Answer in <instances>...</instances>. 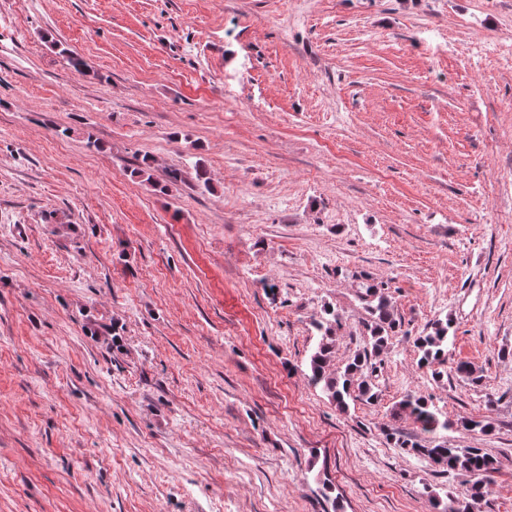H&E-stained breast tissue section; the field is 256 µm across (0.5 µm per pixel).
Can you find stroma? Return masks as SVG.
<instances>
[{
    "label": "stroma",
    "instance_id": "35a3bbf8",
    "mask_svg": "<svg viewBox=\"0 0 512 512\" xmlns=\"http://www.w3.org/2000/svg\"><path fill=\"white\" fill-rule=\"evenodd\" d=\"M510 43L512 0H0V512H434L410 392L512 512ZM367 280L402 329L342 413L311 320L344 361ZM451 323L448 317L438 318L432 323L431 330L416 339V347L419 352L418 364L431 372L434 380L444 378V372L439 366L448 357L449 331Z\"/></svg>",
    "mask_w": 512,
    "mask_h": 512
}]
</instances>
